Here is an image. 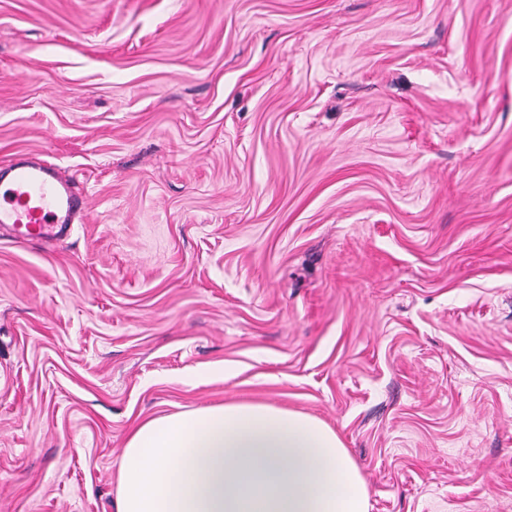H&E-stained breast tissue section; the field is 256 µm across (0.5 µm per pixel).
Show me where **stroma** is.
Listing matches in <instances>:
<instances>
[{"mask_svg": "<svg viewBox=\"0 0 512 512\" xmlns=\"http://www.w3.org/2000/svg\"><path fill=\"white\" fill-rule=\"evenodd\" d=\"M0 512H114L133 423L264 402L370 512H512V0H0ZM88 211V200L42 160L14 162L0 171V226H9L18 242L67 232Z\"/></svg>", "mask_w": 512, "mask_h": 512, "instance_id": "1", "label": "stroma"}]
</instances>
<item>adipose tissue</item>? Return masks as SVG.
Masks as SVG:
<instances>
[{
    "instance_id": "obj_1",
    "label": "adipose tissue",
    "mask_w": 512,
    "mask_h": 512,
    "mask_svg": "<svg viewBox=\"0 0 512 512\" xmlns=\"http://www.w3.org/2000/svg\"><path fill=\"white\" fill-rule=\"evenodd\" d=\"M115 512H369V497L355 460L323 421L225 403L131 429Z\"/></svg>"
}]
</instances>
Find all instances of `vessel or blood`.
<instances>
[{"label":"vessel or blood","mask_w":512,"mask_h":512,"mask_svg":"<svg viewBox=\"0 0 512 512\" xmlns=\"http://www.w3.org/2000/svg\"><path fill=\"white\" fill-rule=\"evenodd\" d=\"M89 202L44 161L15 162L0 170V226L16 241L38 242L67 232L87 216Z\"/></svg>","instance_id":"vessel-or-blood-1"}]
</instances>
